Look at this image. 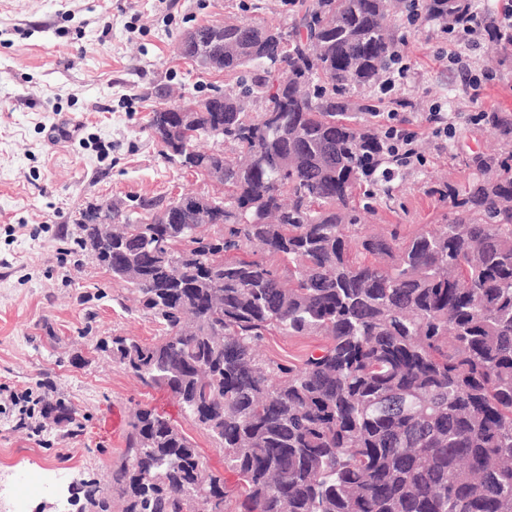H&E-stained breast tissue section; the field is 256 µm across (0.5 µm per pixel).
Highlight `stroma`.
I'll return each mask as SVG.
<instances>
[{"mask_svg": "<svg viewBox=\"0 0 512 512\" xmlns=\"http://www.w3.org/2000/svg\"><path fill=\"white\" fill-rule=\"evenodd\" d=\"M297 8L296 0H0V512H78L72 489L105 478L138 405L182 429L237 495L222 451L173 396L97 350L107 336L151 343L161 331L128 286L81 250L77 219L104 199L133 208L175 191L223 195V186L164 158L149 116L236 84V75L181 56L186 31L232 20L284 25ZM454 48L437 24L417 21L404 46L405 84L353 98L382 121L397 111L425 158L401 170L390 205L365 215L371 232L395 225L410 235L438 223L439 183L465 186L466 158L501 149L487 128L464 127L455 143H440L425 121L447 100L455 115L473 110L448 60ZM325 343L273 330L260 353L299 363ZM28 388L72 405L75 422L54 424L39 409L20 419L10 396Z\"/></svg>", "mask_w": 512, "mask_h": 512, "instance_id": "stroma-1", "label": "stroma"}]
</instances>
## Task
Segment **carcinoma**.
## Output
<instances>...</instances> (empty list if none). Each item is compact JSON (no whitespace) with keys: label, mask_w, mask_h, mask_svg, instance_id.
Returning <instances> with one entry per match:
<instances>
[{"label":"carcinoma","mask_w":512,"mask_h":512,"mask_svg":"<svg viewBox=\"0 0 512 512\" xmlns=\"http://www.w3.org/2000/svg\"><path fill=\"white\" fill-rule=\"evenodd\" d=\"M475 4L425 0L424 20ZM405 11L413 0H301L285 27H198L203 66L263 72L186 136L148 122L164 157L187 145L193 166L224 167L217 232L128 217L105 241L89 205L78 244L164 330L100 348L171 393L241 491L230 504L192 440L139 406L81 512H512V113H484L503 151L436 190L447 212L429 229L362 232L354 204L358 188L386 204L397 191L378 180L394 166L385 136L351 97L391 68ZM220 126L240 157L198 148ZM271 329L328 343L300 365L266 361ZM46 412L73 420L62 400Z\"/></svg>","instance_id":"carcinoma-1"}]
</instances>
